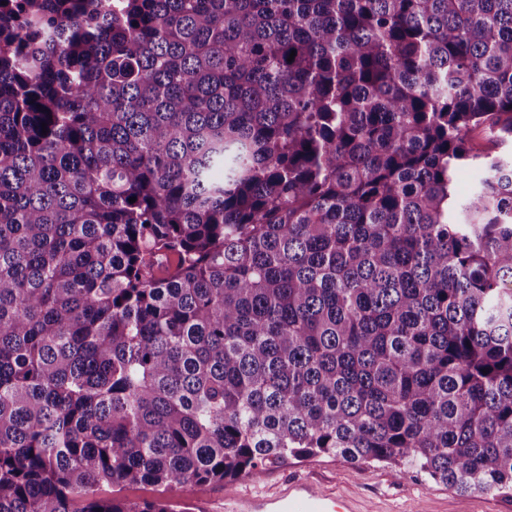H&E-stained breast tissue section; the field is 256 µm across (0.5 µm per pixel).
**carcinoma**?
Returning <instances> with one entry per match:
<instances>
[{"instance_id":"1","label":"carcinoma","mask_w":512,"mask_h":512,"mask_svg":"<svg viewBox=\"0 0 512 512\" xmlns=\"http://www.w3.org/2000/svg\"><path fill=\"white\" fill-rule=\"evenodd\" d=\"M479 137L512 0H0V512L320 455L511 495Z\"/></svg>"}]
</instances>
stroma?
I'll use <instances>...</instances> for the list:
<instances>
[{
    "label": "stroma",
    "instance_id": "35a3bbf8",
    "mask_svg": "<svg viewBox=\"0 0 512 512\" xmlns=\"http://www.w3.org/2000/svg\"><path fill=\"white\" fill-rule=\"evenodd\" d=\"M303 474L322 486L359 497L369 512H512V495L481 492L460 494L444 484L399 476L384 464L355 465L342 458L315 456L272 468L255 480H227L218 484L186 485L172 496L177 512L188 504H223L225 497L242 493L269 494L285 477Z\"/></svg>",
    "mask_w": 512,
    "mask_h": 512
}]
</instances>
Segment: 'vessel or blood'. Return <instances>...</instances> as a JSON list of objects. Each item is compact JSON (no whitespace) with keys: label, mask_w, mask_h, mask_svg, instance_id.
Wrapping results in <instances>:
<instances>
[{"label":"vessel or blood","mask_w":512,"mask_h":512,"mask_svg":"<svg viewBox=\"0 0 512 512\" xmlns=\"http://www.w3.org/2000/svg\"><path fill=\"white\" fill-rule=\"evenodd\" d=\"M223 512H363L355 498L305 479L288 481L271 497L225 498Z\"/></svg>","instance_id":"vessel-or-blood-1"}]
</instances>
